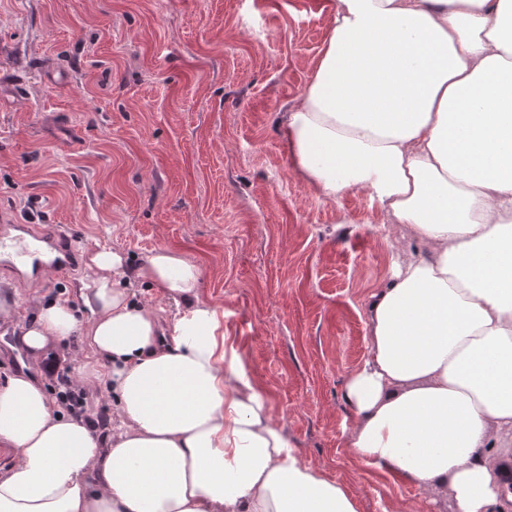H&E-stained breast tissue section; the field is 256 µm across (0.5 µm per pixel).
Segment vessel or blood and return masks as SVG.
Returning a JSON list of instances; mask_svg holds the SVG:
<instances>
[{"instance_id": "1", "label": "vessel or blood", "mask_w": 512, "mask_h": 512, "mask_svg": "<svg viewBox=\"0 0 512 512\" xmlns=\"http://www.w3.org/2000/svg\"><path fill=\"white\" fill-rule=\"evenodd\" d=\"M79 263V251L65 227L46 229L40 224H25L20 234L10 225L0 226V265L14 272L30 270L40 275L45 270L65 272Z\"/></svg>"}]
</instances>
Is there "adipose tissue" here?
<instances>
[{"label": "adipose tissue", "instance_id": "1", "mask_svg": "<svg viewBox=\"0 0 512 512\" xmlns=\"http://www.w3.org/2000/svg\"><path fill=\"white\" fill-rule=\"evenodd\" d=\"M287 143L320 195L365 191L416 244L370 297L352 454L454 512H512V0H336ZM87 268L81 307L33 300L32 364L0 384V512H356L275 424L197 265L103 246ZM76 333L105 435L41 378Z\"/></svg>", "mask_w": 512, "mask_h": 512}]
</instances>
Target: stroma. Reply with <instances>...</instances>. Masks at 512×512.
Listing matches in <instances>:
<instances>
[{"instance_id": "1", "label": "stroma", "mask_w": 512, "mask_h": 512, "mask_svg": "<svg viewBox=\"0 0 512 512\" xmlns=\"http://www.w3.org/2000/svg\"><path fill=\"white\" fill-rule=\"evenodd\" d=\"M333 0H0V216L60 224L81 256L165 247L203 272L224 326L303 464L356 512H451L348 447L366 308L403 245L362 190L296 176L289 112ZM86 267L21 287L68 299Z\"/></svg>"}]
</instances>
